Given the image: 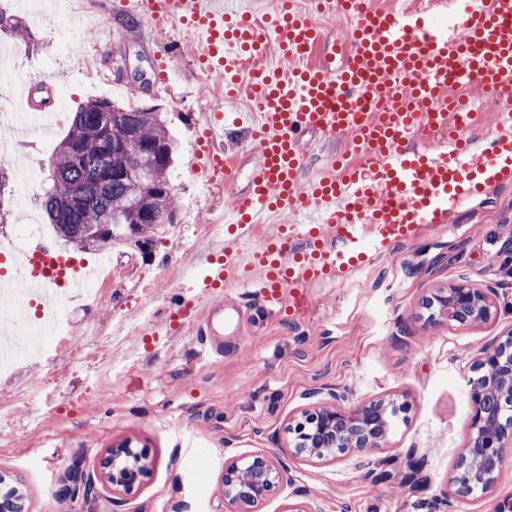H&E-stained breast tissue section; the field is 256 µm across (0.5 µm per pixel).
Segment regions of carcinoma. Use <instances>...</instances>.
Segmentation results:
<instances>
[{
	"instance_id": "carcinoma-1",
	"label": "carcinoma",
	"mask_w": 512,
	"mask_h": 512,
	"mask_svg": "<svg viewBox=\"0 0 512 512\" xmlns=\"http://www.w3.org/2000/svg\"><path fill=\"white\" fill-rule=\"evenodd\" d=\"M106 104L105 99H90L76 109L49 162L52 184L43 201L45 213L57 236L82 251L110 249L135 237L147 240L163 224L151 214L177 207L169 181L175 146L162 113L114 103L112 111L120 113V118L104 127ZM107 141L125 145L122 160L112 158L105 148ZM146 143L158 151L151 173L155 193H144L134 176L103 181L102 174L118 163L135 171L144 162ZM62 188L78 194V202L72 204L59 195Z\"/></svg>"
}]
</instances>
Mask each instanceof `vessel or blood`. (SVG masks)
Returning a JSON list of instances; mask_svg holds the SVG:
<instances>
[{"label": "vessel or blood", "instance_id": "1", "mask_svg": "<svg viewBox=\"0 0 512 512\" xmlns=\"http://www.w3.org/2000/svg\"><path fill=\"white\" fill-rule=\"evenodd\" d=\"M348 26L346 63L333 69L315 55L327 36L308 13L286 5L259 34L248 13L227 0H136L157 22H180L198 39L208 72L224 81V97H238L240 71L255 66L250 93L256 112L212 113L198 140L196 170L233 168L215 153L218 139L252 132L258 154L247 196L224 217L249 224L266 211L318 214L296 237L266 242L249 256L225 249L211 267L210 288L256 281L265 300L303 315L310 283L362 270L373 253L411 236L422 224H444L478 175L512 178V0H420L395 13L371 0H335ZM290 70L266 67L270 53ZM478 85L497 107V134L474 147L463 132L477 120L461 87ZM352 135L359 165L332 156V177L303 180V135ZM444 139L447 151H421L418 140ZM18 278L0 283V306L18 310L13 294L24 289L43 309L81 296L85 264L47 246L23 256ZM219 308L195 311L202 345H209Z\"/></svg>", "mask_w": 512, "mask_h": 512}]
</instances>
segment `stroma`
I'll list each match as a JSON object with an SVG mask.
<instances>
[{
    "label": "stroma",
    "mask_w": 512,
    "mask_h": 512,
    "mask_svg": "<svg viewBox=\"0 0 512 512\" xmlns=\"http://www.w3.org/2000/svg\"><path fill=\"white\" fill-rule=\"evenodd\" d=\"M90 35L75 44L70 18L20 14L26 37L0 30L17 47L15 66L0 83V107L10 108L15 86L49 80L59 119L50 136L20 146L29 164L6 166L0 192L8 222L0 243L22 238L27 209L41 237L62 248L46 224L41 201L50 184L48 162L81 103L107 99L154 106L175 138L179 163L170 179L178 196L172 223L145 246L112 247V277L89 299L66 307L57 335L43 339L41 356L22 353L0 369V474L16 478L29 512H225L224 468L263 454L287 468L282 487L260 512H285L294 489L306 491L323 512H424L446 488L469 427V366L512 325V179L465 198L445 224L420 226L415 238L391 246L363 271L310 286L312 306L301 318L266 310L258 288L201 287L208 258L244 239L255 249L291 214L276 215L216 235L225 210L246 194L256 156L247 139L227 145L237 179L192 169L196 140L210 112H248L247 96L225 100L224 83L203 73L194 36L177 24L154 25L121 0H72ZM186 53L159 84L158 64L168 43ZM142 71L141 86L131 78ZM304 179L322 171L328 154L357 159L351 136H308ZM496 284L500 311L472 329L432 326L425 296L460 277ZM224 305V354L207 356L178 304ZM317 387L343 388L350 406L396 393L407 406L395 419L383 463L364 478L351 458L311 463L292 456L288 424L314 406ZM132 441L149 470L129 491L101 478L107 450ZM426 460L424 487L404 483L406 452ZM93 479L92 495L77 490Z\"/></svg>",
    "instance_id": "35a3bbf8"
}]
</instances>
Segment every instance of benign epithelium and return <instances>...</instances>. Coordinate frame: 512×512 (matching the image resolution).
I'll use <instances>...</instances> for the list:
<instances>
[{"label": "benign epithelium", "mask_w": 512, "mask_h": 512, "mask_svg": "<svg viewBox=\"0 0 512 512\" xmlns=\"http://www.w3.org/2000/svg\"><path fill=\"white\" fill-rule=\"evenodd\" d=\"M497 288L477 287L465 277L437 290L428 300L434 309L430 319L450 327H474L489 322L495 314ZM468 394L472 406L467 441L458 457V475L449 489L425 503L426 512H455L460 498L478 499L494 493L507 455L512 453V328L495 344L482 349L470 366ZM323 402L303 415L291 428L297 455L311 461H330L355 456L363 476L374 475L379 460L365 458L387 445L390 421L404 410L393 399L380 397L349 409L348 392H329ZM407 481L425 483L423 459L417 450L407 452ZM146 465L141 453L126 443L112 449L103 461L109 482L130 488ZM284 470L264 455L235 461L224 469V504L227 512H258L262 503L283 483Z\"/></svg>", "instance_id": "7a95c632"}]
</instances>
